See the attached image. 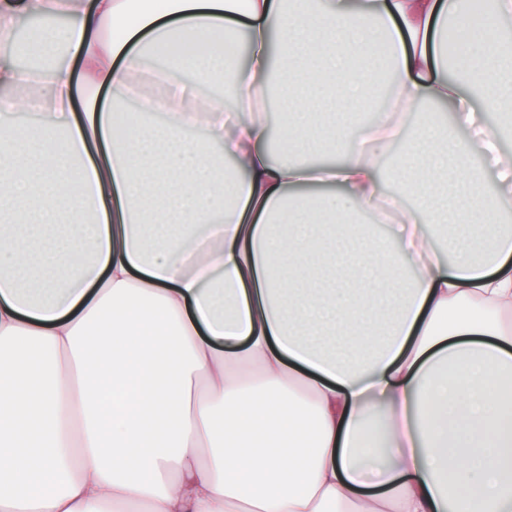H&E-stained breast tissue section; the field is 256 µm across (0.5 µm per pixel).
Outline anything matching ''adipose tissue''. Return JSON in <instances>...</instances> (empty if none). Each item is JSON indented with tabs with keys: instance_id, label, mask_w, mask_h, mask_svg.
Instances as JSON below:
<instances>
[{
	"instance_id": "obj_1",
	"label": "adipose tissue",
	"mask_w": 512,
	"mask_h": 512,
	"mask_svg": "<svg viewBox=\"0 0 512 512\" xmlns=\"http://www.w3.org/2000/svg\"><path fill=\"white\" fill-rule=\"evenodd\" d=\"M462 7L0 0V512H512V154L476 122L512 112V0L452 52ZM237 17L244 65L199 53ZM158 42L164 119L120 120ZM386 55L367 145L294 158L346 143L315 117L364 111Z\"/></svg>"
}]
</instances>
